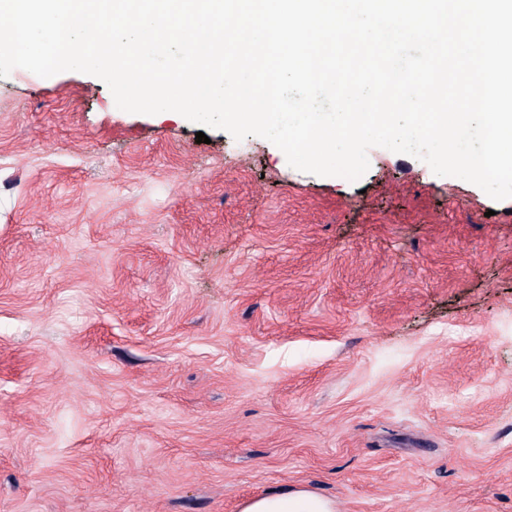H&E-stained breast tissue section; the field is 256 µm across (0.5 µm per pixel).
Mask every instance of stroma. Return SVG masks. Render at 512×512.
Wrapping results in <instances>:
<instances>
[{
  "instance_id": "1",
  "label": "stroma",
  "mask_w": 512,
  "mask_h": 512,
  "mask_svg": "<svg viewBox=\"0 0 512 512\" xmlns=\"http://www.w3.org/2000/svg\"><path fill=\"white\" fill-rule=\"evenodd\" d=\"M368 160L0 77V512H512V198ZM333 502L305 489L282 491L247 501L242 512H335Z\"/></svg>"
}]
</instances>
